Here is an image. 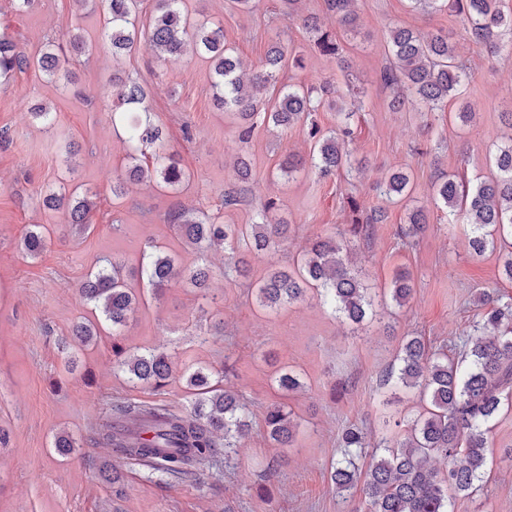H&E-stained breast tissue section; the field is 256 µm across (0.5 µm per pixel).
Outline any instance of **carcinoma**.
I'll use <instances>...</instances> for the list:
<instances>
[{"mask_svg": "<svg viewBox=\"0 0 512 512\" xmlns=\"http://www.w3.org/2000/svg\"><path fill=\"white\" fill-rule=\"evenodd\" d=\"M282 15L300 24L311 35L319 54L346 70L350 59L344 54L337 32L351 34L360 27L359 15L351 8L357 0H325L326 11L337 28L323 27L320 18L304 12L302 0H281ZM502 0H408L415 12L449 11L460 20L470 40L484 47L491 59L512 54V19L501 9ZM106 37L112 55L133 52L141 41L152 47L157 58L180 55L186 47L211 60L214 104L233 111L245 121L241 139L248 141L257 126L286 129L298 122L307 123L312 141L311 167L328 179L342 171H360L348 149L353 130L344 125L336 131L322 132L312 113L329 104L327 85L320 93L302 85L284 86L275 97L268 88L288 64H302L299 51L280 38L271 40L265 58L251 73L242 71V62L224 39V27L199 24L180 8V0H156L148 24L140 23L139 0H107ZM35 67L53 78L60 74V56L48 48L36 57L29 56L15 42L0 36V84L15 74ZM471 70L462 61L448 36L439 32L394 25L389 29L388 54L380 71L381 83L392 90L389 108L401 112L416 106L429 112H442L448 99L461 96ZM144 89L134 80L118 75L112 79V123L121 124L129 141L136 144L134 164L126 177L112 182V195L125 193L126 181L156 183L176 190L189 175L175 155L147 154L160 146L161 131L149 115L125 110L141 103ZM490 177L471 182L458 172H441L433 184L435 204L448 222L470 226L469 247L475 255L497 247L505 250L503 259L507 279L512 281V135L508 141L493 144L487 152ZM380 193L406 208L409 227L406 236L422 235L430 223L427 210L413 205V183L401 169L393 170L379 183ZM349 232L361 236L370 224L382 221L383 210L366 213L357 200L346 197ZM44 207L64 211L68 224L76 231L88 228L87 219L95 209L88 195L80 196L59 186L43 198ZM276 202L266 200L254 224H225L200 210L182 208L171 214L186 239L200 250L219 247L234 259L235 272L250 273L246 256L270 257L288 243L292 225L273 216ZM22 250L31 257L44 246L43 233L28 232ZM148 261L134 270L119 259L107 267L90 272L82 283V293L112 327V354L115 367L128 380L159 389L173 375V363L163 352L129 354L118 343L133 314L143 302L144 293L158 295L173 281L198 292L209 289L213 272L199 266L184 269L174 255L160 243H145ZM336 242V235L317 236L286 266L270 262L263 276L252 283L255 302L261 310L278 309L306 297H317L354 323L377 315L374 300L358 279ZM146 285V292L132 287L134 278ZM391 302L403 307L413 293L410 273L396 275L389 289ZM480 298L487 310L474 325V335L462 340L459 357L444 350L430 349L419 336H407L398 360V379L418 391L424 410L408 422L407 436L395 447L367 452L364 433L354 425L341 434L343 458L331 464L330 481L340 493L361 486L368 512H448L456 497H474L482 488L483 477L492 470L488 455L491 422L503 410H512V295L498 289L483 290ZM102 322L84 319L72 330L73 342L88 347L97 342ZM192 396L187 412L146 407L132 403L116 406L117 425L108 422L98 431L97 442L119 449L126 457L148 461L161 474L187 475L190 468L204 465L221 453L235 448V438L252 427L250 413L238 396L221 388L224 371L210 367L186 368L182 373ZM274 382L287 393L303 388L299 375L291 369L274 372ZM271 441L289 446L297 424L282 405H272L264 415ZM370 454L366 470L356 460ZM445 463V469L430 465Z\"/></svg>", "mask_w": 512, "mask_h": 512, "instance_id": "obj_1", "label": "carcinoma"}]
</instances>
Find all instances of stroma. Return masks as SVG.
<instances>
[{"label":"stroma","instance_id":"1","mask_svg":"<svg viewBox=\"0 0 512 512\" xmlns=\"http://www.w3.org/2000/svg\"><path fill=\"white\" fill-rule=\"evenodd\" d=\"M182 7L196 20L223 24L227 42L251 66L260 65L272 38L288 39L301 50L304 65L284 69V84L326 82L343 100L359 89L364 107L354 117L356 137L349 148L370 169L349 182L308 171L282 176L278 165L285 155L309 154L305 128L262 126L249 143H241L239 120L212 105L209 60L191 53L160 59L144 44L116 59L99 6L37 0L20 14L14 0H0V32L28 54L65 44L71 30L89 46L85 54H66L62 77L31 68L0 85V131L6 136L0 141V512H351L363 504L360 491L342 495L330 481L342 428L353 425L371 441L393 444L421 410L417 391L389 379L399 367L404 337L414 334L434 347L457 343L473 331L480 290L512 295V282L501 275L502 259L492 250L473 256L466 226L435 223L409 244L405 208L387 203L374 189L385 170L406 165L417 205L429 208L439 172L487 177L486 149L507 131L501 114L512 108V64H491L485 50L466 39L454 14L413 12L407 0H358L361 29L347 46V73L316 55L305 30L279 16V0H256L250 13L228 0H183ZM394 24L445 32L468 60L474 80L462 99L449 101L447 111L425 117L414 110L389 111L390 91L378 75ZM117 70L145 88L152 122L163 128L167 151L176 153L189 175L181 189L131 183L122 198H113L112 181L131 162L124 132L112 126ZM465 102L474 119L462 127L450 115ZM41 105L49 109V120L33 115ZM71 141L80 147L72 157L65 151ZM241 154L252 166L245 183L235 181L231 168ZM62 184L96 195L92 227L82 235L72 233L64 213L41 205V194ZM228 190L237 192V206L225 207ZM349 194L366 210L385 212L368 236L348 240L370 294L381 296L403 268L415 280L409 304L385 308L358 325L314 298L275 313L258 311L248 296L249 280L228 271L227 257L197 250L169 220L173 211L194 207L228 224H252L261 201L274 198L279 218L294 228L276 256L284 266L307 239L346 232L342 198ZM38 225L45 247L32 258L20 241ZM151 238L184 267H210L215 294L209 300L171 284L125 328L127 349L171 356L175 374L158 391L132 385L114 369L111 329L88 348L69 346L73 325L95 316L81 292L87 274L112 256L140 267ZM225 362L234 372L223 385L239 395L252 417L231 459L217 458L201 466L197 477L177 479L93 444V429L110 421L112 405L136 401L185 409L190 395L183 370ZM285 366L304 383L289 396L272 379ZM280 402L299 424L290 448L275 446L263 427L266 408ZM492 426L494 473L477 496L456 500L452 512H512V464L503 460L512 448V413L498 416ZM63 431L78 444L65 457L53 449ZM109 461L120 467L118 483L101 476Z\"/></svg>","mask_w":512,"mask_h":512}]
</instances>
